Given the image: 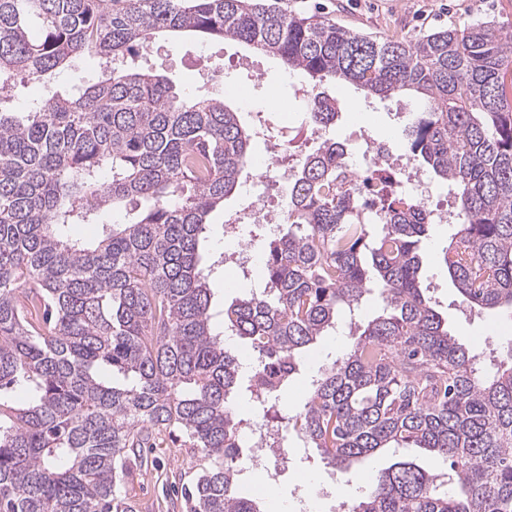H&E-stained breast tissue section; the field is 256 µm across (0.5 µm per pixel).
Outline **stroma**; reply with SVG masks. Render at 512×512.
I'll list each match as a JSON object with an SVG mask.
<instances>
[{
    "label": "stroma",
    "mask_w": 512,
    "mask_h": 512,
    "mask_svg": "<svg viewBox=\"0 0 512 512\" xmlns=\"http://www.w3.org/2000/svg\"><path fill=\"white\" fill-rule=\"evenodd\" d=\"M279 2L287 6L289 12L302 15L317 12L353 31L380 38L414 39L452 24L488 20L512 32V0ZM159 45L158 61L163 67L162 73L177 91H196V75L186 59L190 53L204 51L223 61L227 72L225 85H208V92L237 109L245 124L257 123L273 94L287 101L289 119L293 124H300V104L290 100L288 90L290 84L306 83L307 78L301 72L285 70L277 59L251 52L231 40L220 43L166 36L160 39ZM327 92L341 104L332 134L345 144L349 153L359 154L368 137L388 142L397 152H405L410 115L421 109L417 101L405 98L397 104L368 102L362 91L343 82L328 87ZM257 174L254 168L244 170L237 191L226 199L222 210L211 215L207 238L201 249L203 258L237 246L236 238L224 234V214L239 208ZM454 230L451 224L433 225L421 244V277L427 294L452 336L463 344H477L490 352H498L512 343V312L494 310L477 314L464 310L459 293L443 265L444 251ZM380 310L378 292H370L363 299L356 318L339 316L335 331L320 337L303 354L302 367L289 394V408L302 406L309 379L346 349L351 321L368 322ZM146 454L150 460L147 470L138 472L126 485L127 497L135 512H186L180 487L195 475L193 449L150 448ZM392 461L390 452L378 451L359 459L349 473L343 474L325 467L317 452L312 450L308 455L291 459L287 469L277 474L262 464L248 465L241 484L249 495L263 501L269 512H336L339 501L366 494L377 472Z\"/></svg>",
    "instance_id": "1"
}]
</instances>
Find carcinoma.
<instances>
[{
    "label": "carcinoma",
    "instance_id": "carcinoma-1",
    "mask_svg": "<svg viewBox=\"0 0 512 512\" xmlns=\"http://www.w3.org/2000/svg\"><path fill=\"white\" fill-rule=\"evenodd\" d=\"M165 31L304 72L308 117L325 133L293 174L263 286L224 309L219 331L201 235L248 168L254 129L223 100L135 66ZM84 54L97 78L13 111L19 87ZM510 74L512 36L490 21L399 41L271 0H0V512H133L132 467L167 436L196 452L189 512H263L240 488V363L220 336L256 353L247 392L265 418L373 281L382 314L313 379L284 430L341 472L376 451L424 450L381 470L348 512H512V343L483 373L448 333L421 285L433 218L385 179L351 183L330 135L340 107L324 91L344 81L424 101L408 150L455 194L444 263L482 312L512 308ZM107 211L123 222L95 242L69 238Z\"/></svg>",
    "mask_w": 512,
    "mask_h": 512
}]
</instances>
